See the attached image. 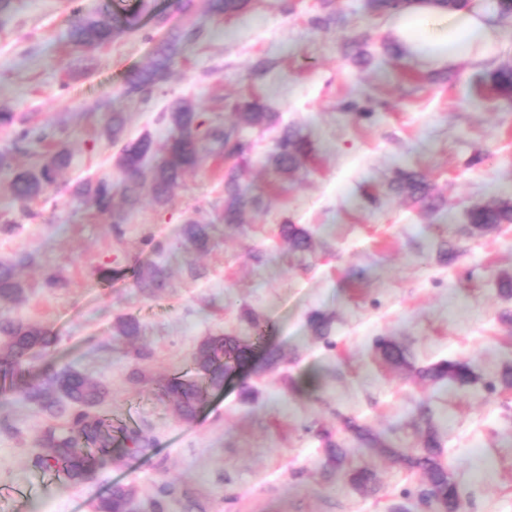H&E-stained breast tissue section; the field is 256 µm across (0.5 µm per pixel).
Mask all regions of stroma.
<instances>
[{
    "instance_id": "35a3bbf8",
    "label": "stroma",
    "mask_w": 512,
    "mask_h": 512,
    "mask_svg": "<svg viewBox=\"0 0 512 512\" xmlns=\"http://www.w3.org/2000/svg\"><path fill=\"white\" fill-rule=\"evenodd\" d=\"M193 3L196 38L141 105L126 94L129 78L182 27L173 0H13L0 16V106L46 126L72 153L27 216L0 174V214L14 221L0 230V260L34 257L18 270L25 292L10 313L57 338L30 374L70 367L103 382V413L153 441L143 453L119 444L90 480L72 485L31 464L48 416L0 393V512H92L118 475L137 490L136 512H149L165 483L203 512H434L422 500L424 471L356 448L351 421L403 449L420 447L435 427L461 512H512V386L501 382L512 366V297L499 291L500 278L512 277V224L478 231L466 217L512 198V102L483 85L488 71L512 64V17L499 23L493 59L459 62L434 82L420 64L387 54L388 19L362 0H256L226 17L208 12L206 0ZM102 4L139 13L140 27L88 57L69 44L68 27L74 9ZM328 14L329 26L316 25ZM262 60L266 70L255 72ZM251 96L295 128L309 154L293 176H279L262 162L277 127L254 131L245 185L262 204L239 226L221 222L228 164L210 155L166 206L143 195L120 228L75 200L80 183L119 177L120 148L104 133L111 113H125L127 138L149 136L159 149L168 136L160 115L175 100L193 101L209 125L233 120L235 102ZM401 170L426 178L438 210L390 191ZM191 218L211 226L205 251L183 246ZM284 224L307 230L312 250L293 252ZM156 261L167 285L149 296L133 271ZM51 274L63 287H46ZM315 312L333 318L328 339L309 325ZM125 314L142 325L136 342L115 331ZM251 314L263 339L248 327ZM222 334L253 343L259 358L278 350L282 362L237 370L183 421L156 382L193 375L200 341ZM381 336L407 348L408 365L379 358ZM138 347L147 358L134 359ZM445 359L468 361L474 382L441 387L419 376ZM136 369L145 375L137 385ZM246 388L254 400H243ZM421 405L432 424L419 419ZM330 440L349 455L328 475ZM359 465L374 471L373 490L347 480Z\"/></svg>"
}]
</instances>
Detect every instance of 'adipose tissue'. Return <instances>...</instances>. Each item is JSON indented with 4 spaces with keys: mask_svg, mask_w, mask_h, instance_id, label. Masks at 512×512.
<instances>
[{
    "mask_svg": "<svg viewBox=\"0 0 512 512\" xmlns=\"http://www.w3.org/2000/svg\"><path fill=\"white\" fill-rule=\"evenodd\" d=\"M389 32L407 58L428 68L490 59L500 39L490 9L448 10L433 0H411L407 7L393 12Z\"/></svg>",
    "mask_w": 512,
    "mask_h": 512,
    "instance_id": "1",
    "label": "adipose tissue"
}]
</instances>
